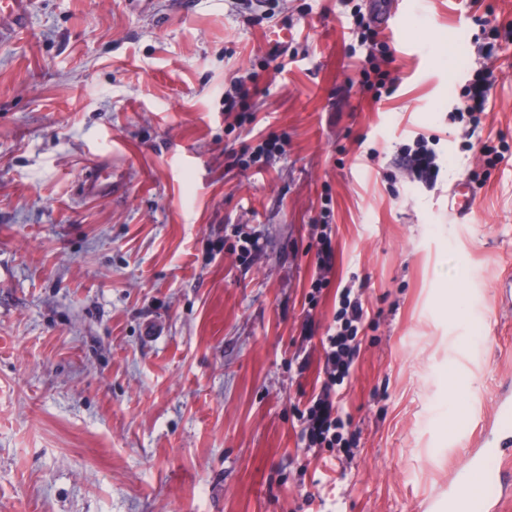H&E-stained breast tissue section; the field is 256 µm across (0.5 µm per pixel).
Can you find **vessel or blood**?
<instances>
[{
  "mask_svg": "<svg viewBox=\"0 0 512 512\" xmlns=\"http://www.w3.org/2000/svg\"><path fill=\"white\" fill-rule=\"evenodd\" d=\"M374 24L390 35L400 28L403 10L398 0H373ZM77 188L88 198L109 197L124 190L120 168L92 166L81 176ZM512 444V390L497 399L489 427L452 472L447 491L433 500L430 512H507L512 506V466L502 456Z\"/></svg>",
  "mask_w": 512,
  "mask_h": 512,
  "instance_id": "obj_1",
  "label": "vessel or blood"
}]
</instances>
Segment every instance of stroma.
<instances>
[{
    "label": "stroma",
    "instance_id": "35a3bbf8",
    "mask_svg": "<svg viewBox=\"0 0 512 512\" xmlns=\"http://www.w3.org/2000/svg\"><path fill=\"white\" fill-rule=\"evenodd\" d=\"M174 2L0 0V512H428L512 384V0L410 9L378 101L353 36L370 0H268L257 25ZM483 65L486 110L457 121ZM234 75L267 88L240 127ZM271 132L284 154L227 168ZM92 163L124 192L80 198ZM327 225L312 332L348 284L367 312L343 460L304 451L293 412L321 371L303 326ZM245 236L253 265L215 247Z\"/></svg>",
    "mask_w": 512,
    "mask_h": 512
}]
</instances>
